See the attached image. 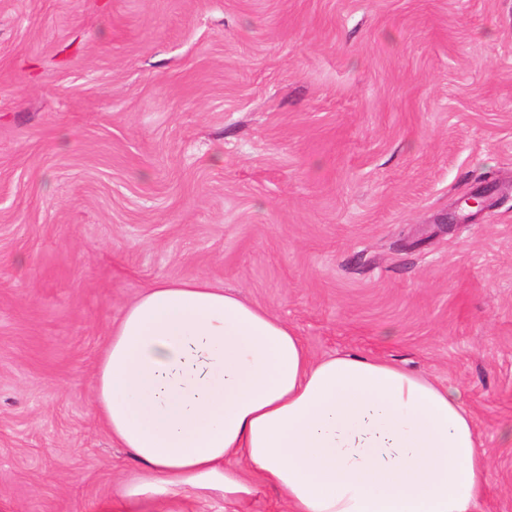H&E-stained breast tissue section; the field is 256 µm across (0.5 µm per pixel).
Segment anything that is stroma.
I'll return each mask as SVG.
<instances>
[{"mask_svg":"<svg viewBox=\"0 0 512 512\" xmlns=\"http://www.w3.org/2000/svg\"><path fill=\"white\" fill-rule=\"evenodd\" d=\"M193 278L458 389L512 512V0H0V512L136 470L107 331Z\"/></svg>","mask_w":512,"mask_h":512,"instance_id":"1","label":"stroma"}]
</instances>
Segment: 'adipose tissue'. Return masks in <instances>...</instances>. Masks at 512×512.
<instances>
[{"mask_svg":"<svg viewBox=\"0 0 512 512\" xmlns=\"http://www.w3.org/2000/svg\"><path fill=\"white\" fill-rule=\"evenodd\" d=\"M94 402L138 473L92 512H473L490 468L445 386L375 357H311L207 279L157 281L109 329Z\"/></svg>","mask_w":512,"mask_h":512,"instance_id":"ef3b65f1","label":"adipose tissue"}]
</instances>
